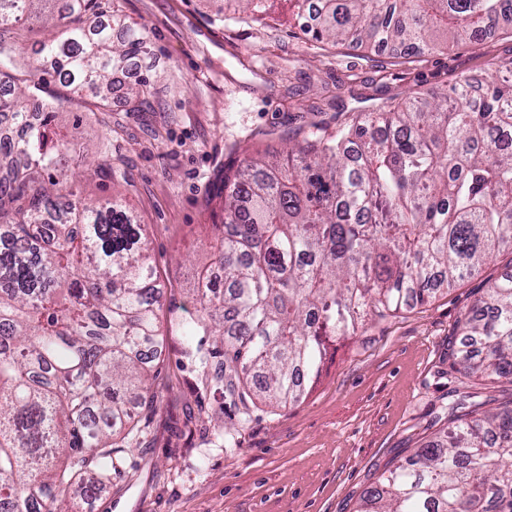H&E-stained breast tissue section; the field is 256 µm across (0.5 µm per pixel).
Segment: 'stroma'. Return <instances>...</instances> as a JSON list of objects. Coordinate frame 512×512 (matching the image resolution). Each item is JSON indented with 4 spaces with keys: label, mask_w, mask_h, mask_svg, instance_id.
Returning <instances> with one entry per match:
<instances>
[{
    "label": "stroma",
    "mask_w": 512,
    "mask_h": 512,
    "mask_svg": "<svg viewBox=\"0 0 512 512\" xmlns=\"http://www.w3.org/2000/svg\"><path fill=\"white\" fill-rule=\"evenodd\" d=\"M102 2L118 3L150 46L109 108L71 94L33 53L46 24L5 36L42 80L43 98L64 102L76 191L122 200L144 224L163 290L157 397L149 408L130 402L138 443L82 512H354L383 472L446 422L457 321L512 266V252L426 303L369 321L301 403L245 409L213 387L223 358L187 357L176 326L196 313L191 289L224 218V169L254 149H283L310 124L332 130L406 93L510 65L512 32L404 59L315 41L285 9L256 21L218 0ZM145 78L151 111H127L128 88Z\"/></svg>",
    "instance_id": "1"
}]
</instances>
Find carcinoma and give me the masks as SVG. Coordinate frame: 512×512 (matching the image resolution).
<instances>
[{
    "mask_svg": "<svg viewBox=\"0 0 512 512\" xmlns=\"http://www.w3.org/2000/svg\"><path fill=\"white\" fill-rule=\"evenodd\" d=\"M265 14L278 0H232ZM313 39L405 45L475 41L512 0H286ZM63 22L39 53L71 91L99 104L148 51L143 29L98 0H0V114L27 122L41 83L3 55L5 32L31 16ZM415 93L327 131L311 125L280 154L246 155L224 171V219L211 263L182 323L187 352L224 357V392L246 406L296 404L319 381L336 344L366 321L417 303L512 250V67ZM150 82L130 89L143 112ZM40 126L0 142V507L78 508L112 485L131 447L133 397L160 363L161 293L143 225L114 200L79 197L51 136L62 101L39 104ZM45 172L39 179L31 169ZM219 271L224 291L212 284ZM219 327V346L193 338ZM450 349L457 399L448 426L361 497L356 512H512V270L489 283L458 323ZM509 387L497 407L474 381ZM97 475V484L85 480Z\"/></svg>",
    "mask_w": 512,
    "mask_h": 512,
    "instance_id": "1",
    "label": "carcinoma"
}]
</instances>
